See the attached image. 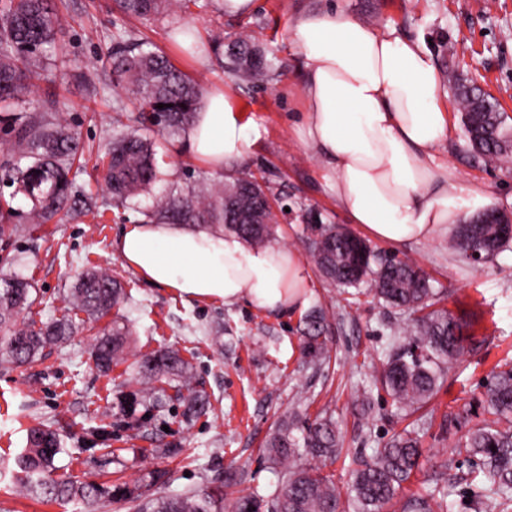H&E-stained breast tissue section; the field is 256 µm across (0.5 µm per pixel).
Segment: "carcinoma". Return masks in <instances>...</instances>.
Listing matches in <instances>:
<instances>
[{
    "label": "carcinoma",
    "instance_id": "carcinoma-1",
    "mask_svg": "<svg viewBox=\"0 0 512 512\" xmlns=\"http://www.w3.org/2000/svg\"><path fill=\"white\" fill-rule=\"evenodd\" d=\"M119 11L149 21L169 10L171 0H115ZM61 19L51 0H0V119L12 121L10 111L24 92L45 78V64L57 54L55 31ZM224 70L241 81L257 83L267 78L268 68L258 47L245 38L228 44L220 41ZM112 74L116 83L133 85L141 94L142 111L119 109L112 118V142L101 158L102 180L115 206L143 195L151 198L141 209L143 221L151 224H194L202 228L233 231L253 246H263L276 237L275 194L268 186L248 177L201 184L156 195L153 188L165 181L157 154L168 140L180 136L195 119L201 99L199 86L179 71L169 58L133 30H112ZM461 110V121L474 157L484 164L512 158V134L506 129L507 114L491 95L455 72L448 73ZM164 107L159 109L157 104ZM29 117L13 128L26 166L14 164L0 171L10 183L31 186L26 198L31 224L63 221L73 214H99L91 196L72 191L70 174L84 153L79 137L47 111ZM13 207L0 203V242L9 243L16 231ZM512 239L491 224H474L470 235L457 231L454 248L466 261L474 252L488 259L500 253ZM302 243L318 271L339 293L358 300H374L409 315L407 327L394 332L393 346L376 380L393 403L401 408H419L443 382L445 368L465 349L464 325L445 309L434 308L435 292L425 272L410 260L387 256L365 239L334 224L307 217ZM31 283L15 271L0 272V329L5 337L7 362L23 367L51 345L65 342L74 324L64 316L38 329L17 325L15 316L30 304ZM125 298V285L96 268L81 273L69 294L70 309L101 319L111 314ZM303 364L312 369L331 362L330 314L313 306L301 318ZM128 325L114 319L110 329L97 339L92 359L103 375L112 370L124 352ZM134 379L142 388L122 396L124 416H134L139 407L149 412L175 389L191 420L205 412L209 402L192 386V365L179 351L160 348L133 364ZM475 407L487 415L467 430L457 444L482 477L484 496L497 512H512V361L493 372L492 381ZM336 421L328 412L314 419L291 413L281 420L267 440V453L275 465L284 466L277 490L269 497L237 498L233 512H446L447 494L434 487L425 494H406L404 484L419 469L423 450L419 433L406 428L394 433L375 456L355 469L346 489L319 467L305 466L304 457L332 463L340 452ZM58 434L47 425L29 430L26 447L17 458L16 478L27 490L48 502L68 501L96 512L112 491L96 482H78L54 476L55 460L62 453ZM135 512H224V497L211 492H184L142 500Z\"/></svg>",
    "mask_w": 512,
    "mask_h": 512
}]
</instances>
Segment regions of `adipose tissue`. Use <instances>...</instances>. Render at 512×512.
<instances>
[{"mask_svg":"<svg viewBox=\"0 0 512 512\" xmlns=\"http://www.w3.org/2000/svg\"><path fill=\"white\" fill-rule=\"evenodd\" d=\"M290 39L305 65L301 138L339 207L370 239L430 243L492 207L490 194L434 163L450 127L439 105L440 74L424 46L336 10L302 16ZM184 142L216 172L244 158L247 127L224 89L207 94ZM114 247L144 280L186 298L244 301L282 315L310 304L295 252L255 249L232 232L138 223Z\"/></svg>","mask_w":512,"mask_h":512,"instance_id":"adipose-tissue-1","label":"adipose tissue"}]
</instances>
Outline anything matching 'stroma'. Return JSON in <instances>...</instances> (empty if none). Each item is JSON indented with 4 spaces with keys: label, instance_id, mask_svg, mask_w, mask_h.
<instances>
[{
    "label": "stroma",
    "instance_id": "35a3bbf8",
    "mask_svg": "<svg viewBox=\"0 0 512 512\" xmlns=\"http://www.w3.org/2000/svg\"><path fill=\"white\" fill-rule=\"evenodd\" d=\"M257 2L254 13L227 18L217 0H198L189 9H172L145 23L121 18L112 0H53L67 19L56 34L63 54L49 60L47 80L14 107V120L24 122L40 111L46 98L55 99L60 116L89 148L73 176V191L106 202L108 196L96 182L98 154L112 137L116 106L137 104L129 88L113 81L109 36L116 25L133 29L203 89L224 86L257 134L230 174L252 175L281 189L290 212L278 224L274 244L294 250L303 234V210H312L326 224L350 225L316 155L300 136L305 68L289 29L303 14L333 6L401 38L422 41L440 73L454 70L474 79L512 117V0ZM180 24L195 28L207 50L206 61L179 49L173 32ZM235 35L250 36L264 49L271 71L262 85L236 83L218 65L215 37ZM440 103L449 116L450 137L438 149L437 163L448 164L461 181L485 189L496 209L512 215V167H489L469 153L449 86H442ZM157 159L180 189L221 178L195 160L180 137L170 140ZM12 192L9 184L0 183V198H12L21 213L16 220L19 231L7 251L35 287L19 323L38 326L66 314V296L91 265L125 282L129 298L118 314L132 334L123 362L106 376L97 371L91 350L110 320L94 321L82 313L75 317V331L67 342L47 347L31 365L14 369L0 362V512L79 510L72 502L34 500L14 477L27 431L40 423L52 425L62 437L59 473L117 489V496L103 502L98 512H132L133 498L213 491L227 479L237 495L271 494L277 477L261 445L277 420L293 411L310 418L332 411L343 449L330 471L342 484L360 460L384 446L394 429L406 426L391 399L373 386V369L388 351L391 328L405 322V315L369 297L347 305L311 260H304L312 304L334 309L331 337L336 352L330 366L306 368L299 361L300 314L282 316L246 302L188 299L145 282L129 269L114 243L128 225L138 222L137 207L107 206L100 220L81 215L34 227L23 218L28 202ZM378 249L421 267L439 307L467 323V348L453 361L443 387L427 406L432 423L422 436V468L412 487L445 486L448 512H470L468 502L480 497L482 488L472 483L473 466L455 448L466 431L457 418L485 391L499 361L512 360V247L482 263L460 259L447 239L403 247L382 243ZM162 347L179 350L192 364L196 388L210 407L188 421L182 404L171 400L153 412L150 425L140 428L122 416L120 397L135 388L132 363ZM364 392L370 395L371 413L361 419L353 414L352 404ZM157 470L167 472V484L154 483Z\"/></svg>",
    "mask_w": 512,
    "mask_h": 512
}]
</instances>
